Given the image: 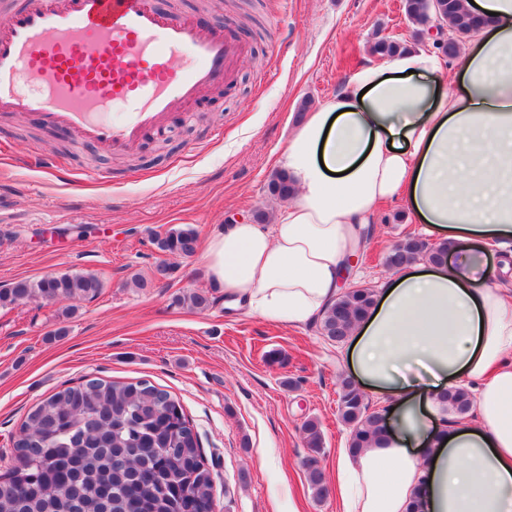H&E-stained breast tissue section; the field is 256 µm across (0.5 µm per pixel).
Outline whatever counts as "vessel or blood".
I'll return each mask as SVG.
<instances>
[{
	"label": "vessel or blood",
	"instance_id": "obj_1",
	"mask_svg": "<svg viewBox=\"0 0 512 512\" xmlns=\"http://www.w3.org/2000/svg\"><path fill=\"white\" fill-rule=\"evenodd\" d=\"M241 52L154 0H19L0 19V115L130 151L223 83Z\"/></svg>",
	"mask_w": 512,
	"mask_h": 512
}]
</instances>
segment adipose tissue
Wrapping results in <instances>:
<instances>
[{"instance_id":"obj_1","label":"adipose tissue","mask_w":512,"mask_h":512,"mask_svg":"<svg viewBox=\"0 0 512 512\" xmlns=\"http://www.w3.org/2000/svg\"><path fill=\"white\" fill-rule=\"evenodd\" d=\"M474 2L495 22L466 45L450 88L429 50L361 66L277 158L294 196L203 250L225 302L301 326L335 302L381 202L402 198L447 243L451 261L395 271L352 331L350 367L392 397L393 419L370 448L339 453L341 512H512V287L482 276L488 256L512 261V0ZM459 385L476 413L444 420L440 397Z\"/></svg>"}]
</instances>
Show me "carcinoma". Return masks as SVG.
Here are the masks:
<instances>
[{
	"mask_svg": "<svg viewBox=\"0 0 512 512\" xmlns=\"http://www.w3.org/2000/svg\"><path fill=\"white\" fill-rule=\"evenodd\" d=\"M414 26V42L375 36L371 53L391 58L423 44L429 23L448 24V46L436 48L457 58L467 39L490 23L471 12L464 0H401ZM271 196H288L286 175L276 172ZM158 251L187 259L198 248L191 227L170 229L154 238ZM448 244L431 243L409 233L384 254L389 269L417 261H438ZM92 273H64L36 281H16L0 289V307L41 299L50 303L90 300L102 291ZM375 291L356 286L341 292L318 321L321 336L338 345L372 308ZM337 414L349 430L348 449L368 447L383 431L386 409H372L351 380L339 376ZM442 412L456 419L471 415L470 390L458 386L440 399ZM306 447L323 449L319 424L303 425ZM14 464L0 474V512H210L213 473L197 432L171 394L151 383L88 378L66 386L34 406L13 438ZM305 479L317 499L327 492L317 457L305 464Z\"/></svg>",
	"mask_w": 512,
	"mask_h": 512,
	"instance_id": "cac0c4a2",
	"label": "carcinoma"
}]
</instances>
